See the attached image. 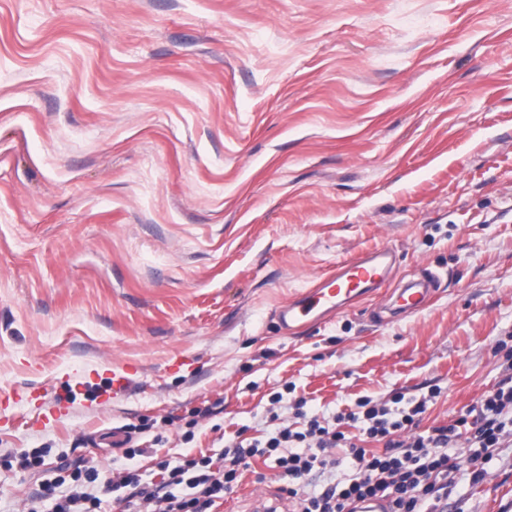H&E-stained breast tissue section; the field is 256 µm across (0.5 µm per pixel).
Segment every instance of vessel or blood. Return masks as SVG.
<instances>
[{"instance_id":"1","label":"vessel or blood","mask_w":512,"mask_h":512,"mask_svg":"<svg viewBox=\"0 0 512 512\" xmlns=\"http://www.w3.org/2000/svg\"><path fill=\"white\" fill-rule=\"evenodd\" d=\"M396 260L395 250L381 247L344 261L335 271L320 278L311 288L297 294L281 307L278 312L280 328L290 332L303 325H318L344 307L360 302L382 288ZM437 284V277L430 274L396 289L389 303L378 312V320L390 323L425 308L434 296ZM139 371V365L132 363L111 367L102 387L103 392L115 396L125 394ZM18 398L34 406L42 421L59 419L68 412V404L64 401L45 406L41 393L37 391L19 392Z\"/></svg>"}]
</instances>
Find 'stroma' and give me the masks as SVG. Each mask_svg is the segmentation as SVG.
<instances>
[{"mask_svg":"<svg viewBox=\"0 0 512 512\" xmlns=\"http://www.w3.org/2000/svg\"><path fill=\"white\" fill-rule=\"evenodd\" d=\"M383 246L385 288L280 328L279 306ZM426 268L433 301L375 325ZM511 336L512 0H0V395L141 368L46 425L0 405V512L82 457L159 482L161 460L272 431L287 383L327 415L436 384L421 426L450 424ZM142 417L159 425L131 458ZM31 448L40 467L12 466ZM281 486L256 461L224 503L282 510ZM448 508L512 512V446ZM140 371L139 365L124 363L109 369L101 392L112 393V398L125 394L132 384L133 377Z\"/></svg>","mask_w":512,"mask_h":512,"instance_id":"1","label":"stroma"}]
</instances>
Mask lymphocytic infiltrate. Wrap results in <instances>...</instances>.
<instances>
[{
	"label": "lymphocytic infiltrate",
	"mask_w": 512,
	"mask_h": 512,
	"mask_svg": "<svg viewBox=\"0 0 512 512\" xmlns=\"http://www.w3.org/2000/svg\"><path fill=\"white\" fill-rule=\"evenodd\" d=\"M496 387L484 396L476 411H462L452 423L421 429L430 404L442 394L430 386L426 394L397 393L380 402L359 397L355 409L329 417L308 414L305 399L294 402L293 423L279 420L282 393L270 395L275 430L262 439L242 444L228 441L219 458L204 455L173 464H158L159 484H143L128 471L101 478L93 465L74 466L69 476L42 482L25 512H39L38 503L51 502V512H98L100 498L78 492L60 497L65 480L75 485L100 483L104 492L117 493L121 512H214L219 500L231 493L252 459L270 462L279 471L281 488L297 503L299 512H346L350 501L387 497L392 512H448V497L458 466L449 448L462 446L471 483L482 481L496 449L512 442V362ZM352 432H344L343 424ZM345 449L338 458L337 449ZM341 469V479L321 493L301 496L300 483L312 470ZM188 495H178V488Z\"/></svg>",
	"instance_id": "1"
}]
</instances>
